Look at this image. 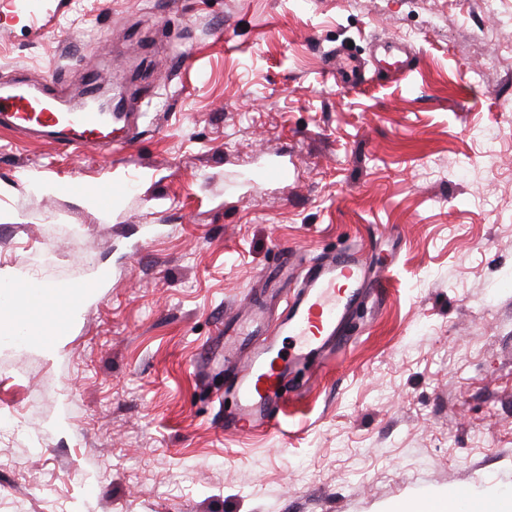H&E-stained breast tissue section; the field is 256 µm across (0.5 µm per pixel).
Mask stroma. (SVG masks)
Segmentation results:
<instances>
[{
    "label": "stroma",
    "instance_id": "obj_1",
    "mask_svg": "<svg viewBox=\"0 0 512 512\" xmlns=\"http://www.w3.org/2000/svg\"><path fill=\"white\" fill-rule=\"evenodd\" d=\"M384 40L414 72L326 75ZM96 69L129 144L0 127V275L51 291L33 336L0 310V512H507L512 0H0V83ZM354 242L394 261L351 342L279 427L224 429L225 314L277 247ZM336 65L345 78L348 90L356 91L362 83L365 63L345 51H336ZM449 508L452 510H456L460 504L457 498V492L455 490H450L448 492V502L447 499L439 502H433L430 500H422L418 502L414 507L402 508L401 510H392L397 512H446Z\"/></svg>",
    "mask_w": 512,
    "mask_h": 512
}]
</instances>
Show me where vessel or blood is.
<instances>
[{
    "instance_id": "1",
    "label": "vessel or blood",
    "mask_w": 512,
    "mask_h": 512,
    "mask_svg": "<svg viewBox=\"0 0 512 512\" xmlns=\"http://www.w3.org/2000/svg\"><path fill=\"white\" fill-rule=\"evenodd\" d=\"M336 63L348 90L362 83L364 62L340 51ZM38 126L65 149L103 148L115 129L126 139L137 132V115L105 117L89 109L70 112L50 96H34L22 88L0 87V125ZM379 259L362 248L348 246L324 254L305 267L297 291L262 340L241 354H228L224 394L233 406L224 413L227 429L248 433L277 427L279 414L299 385L302 371L322 367L346 336L369 291L379 289Z\"/></svg>"
}]
</instances>
